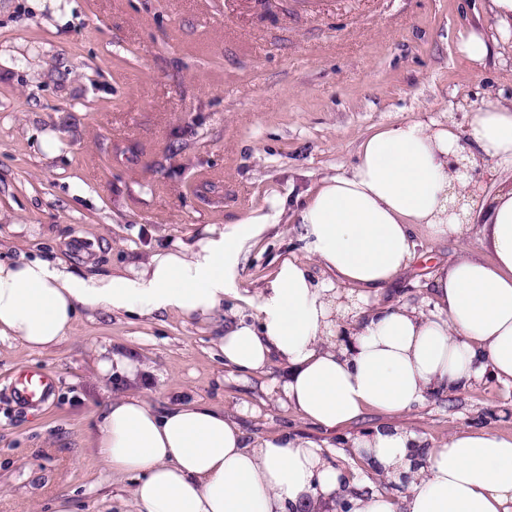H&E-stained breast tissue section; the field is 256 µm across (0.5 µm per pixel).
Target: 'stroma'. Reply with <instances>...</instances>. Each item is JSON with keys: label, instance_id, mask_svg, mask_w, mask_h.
<instances>
[{"label": "stroma", "instance_id": "35a3bbf8", "mask_svg": "<svg viewBox=\"0 0 512 512\" xmlns=\"http://www.w3.org/2000/svg\"><path fill=\"white\" fill-rule=\"evenodd\" d=\"M0 0V256L38 255L82 278L104 277L151 254L284 208L321 178L346 172L362 136L449 109L487 89L512 97V55L481 74L458 58L447 31L481 20L486 0ZM59 145L45 152L42 132ZM416 259L382 302H416L452 263L455 241L414 232ZM293 224L268 225L235 271L238 297L211 321L178 314L137 320L81 314L56 347L0 340V512H137L130 477L90 450L112 398L142 396L161 410L200 400L223 407L248 439L301 435L363 489L401 498L398 480L369 469L350 444L389 424L374 411L325 430L281 402L287 369L224 365L217 348L231 319L279 262L300 254ZM141 366L129 385L99 376V350ZM50 370L55 388L27 407L9 393L21 370ZM430 442L464 429L512 436V386L484 379L432 395L397 419Z\"/></svg>", "mask_w": 512, "mask_h": 512}]
</instances>
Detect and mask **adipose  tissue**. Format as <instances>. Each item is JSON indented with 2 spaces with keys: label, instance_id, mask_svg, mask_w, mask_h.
<instances>
[{
  "label": "adipose tissue",
  "instance_id": "obj_1",
  "mask_svg": "<svg viewBox=\"0 0 512 512\" xmlns=\"http://www.w3.org/2000/svg\"><path fill=\"white\" fill-rule=\"evenodd\" d=\"M489 9L491 27L454 38L476 75L491 50L512 51V0ZM468 110L467 137L448 119L404 120L366 137L348 172L320 180L298 214L305 259L282 261L256 297L255 322L225 327V366L256 371L280 359L285 402L328 429L369 410L401 415L485 376L512 385V187L490 195L472 177L481 167L512 176V100ZM272 221L257 214L96 279L35 255L0 259V339L51 349L83 308L212 316L246 243ZM417 226L435 241L456 237L460 253L427 302L380 303L416 258ZM475 236L492 260L471 247ZM353 446L405 478L402 500L373 491L339 499L349 478L316 442L247 440L223 408L203 402L157 410L137 395L113 398L92 440L98 459L133 478L138 512H301L323 502L345 512H512V436L463 430L419 457L422 440L392 425Z\"/></svg>",
  "mask_w": 512,
  "mask_h": 512
}]
</instances>
